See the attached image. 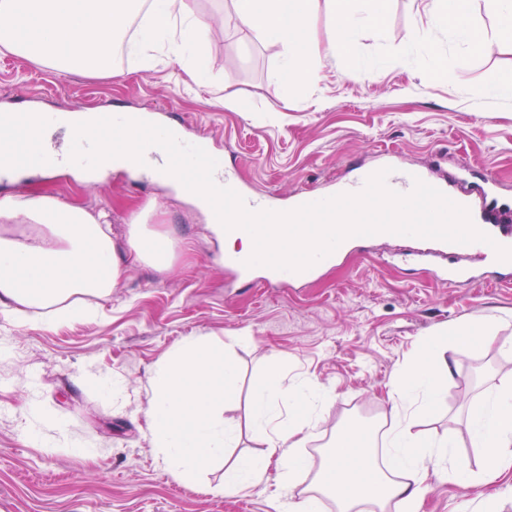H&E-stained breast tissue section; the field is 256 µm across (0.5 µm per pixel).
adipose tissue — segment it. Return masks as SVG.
<instances>
[{
    "label": "adipose tissue",
    "instance_id": "adipose-tissue-1",
    "mask_svg": "<svg viewBox=\"0 0 512 512\" xmlns=\"http://www.w3.org/2000/svg\"><path fill=\"white\" fill-rule=\"evenodd\" d=\"M319 0H237V18L267 43L285 53L287 81L317 76V47L308 24ZM342 22L326 54L348 45L356 28L381 9L380 0H334ZM0 217H20L30 233L0 229V307L14 310L19 320L47 324L92 316L91 299L111 295L131 264L165 267L172 254L170 239L158 231L129 225L125 251H118L103 215L43 195L0 197ZM484 320L458 324L450 334L429 337L423 349L397 374L387 395L392 423L384 434L337 439L328 449L312 482L311 493L289 503L288 512H320L321 496L335 494L337 512H417L430 475L443 474L463 488L496 483L512 470V382L488 384L477 406L469 408L467 424L476 447L483 451L479 471L456 457L450 439L431 440L416 429L422 414L441 400L453 379L460 355L473 347L494 344ZM306 386L286 384L271 369L252 391V429L265 449L243 456L225 468L219 492L249 489L276 477L281 491H290L310 463L301 450L313 439L315 420L292 411L280 419L279 405L305 400Z\"/></svg>",
    "mask_w": 512,
    "mask_h": 512
}]
</instances>
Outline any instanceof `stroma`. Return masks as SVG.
Masks as SVG:
<instances>
[{
    "mask_svg": "<svg viewBox=\"0 0 512 512\" xmlns=\"http://www.w3.org/2000/svg\"><path fill=\"white\" fill-rule=\"evenodd\" d=\"M209 28L201 47L209 79L194 84L187 65L157 57L143 67L118 48L115 76L61 73L22 57L0 55V110L35 98L42 108L76 112L125 106L153 112L168 106L193 137H207L220 160L238 161L241 181L282 197L321 191L350 163L370 164L375 150L400 165L449 172L492 170L512 198V98L493 96L490 77L512 78V37L493 33L482 0L471 20L489 29L479 47L454 29L438 32L429 50L416 41L425 22L417 0H386L377 24L361 25L351 48L319 56L318 78L284 84L280 47L242 26L233 0H187ZM366 62L376 75L354 81ZM237 107L225 108V99ZM20 193H39L105 212L117 249H125L131 217L177 241L169 267H128L95 316L48 325L0 311V512H281L275 481L215 495L226 464L264 446L247 425L252 390L270 368L330 392L316 436L304 450L320 462L339 429L374 427L390 407L385 386L432 335L484 318L498 341L461 356L459 371L420 431L452 436L459 454L479 466L464 422L486 376L512 380V286L445 284L419 267L388 264L403 241L348 247L309 282L293 287L243 281L217 262L223 244L206 213L158 182L122 171L87 184L74 176L36 172ZM189 337L223 341L238 366L224 406L239 425L222 462L184 483L156 462L140 412L148 377L170 348ZM118 390L106 397L99 381ZM41 433L31 441L27 424ZM94 446L95 461L70 441ZM484 503L455 484L430 479L419 512H483Z\"/></svg>",
    "mask_w": 512,
    "mask_h": 512,
    "instance_id": "35a3bbf8",
    "label": "stroma"
}]
</instances>
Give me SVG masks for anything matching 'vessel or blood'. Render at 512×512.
Instances as JSON below:
<instances>
[{"mask_svg":"<svg viewBox=\"0 0 512 512\" xmlns=\"http://www.w3.org/2000/svg\"><path fill=\"white\" fill-rule=\"evenodd\" d=\"M0 125L14 128L20 135L19 142L12 147H0V184L16 185L23 171L38 168L47 172H77L78 167L68 160L67 153L53 148L49 137L56 132L72 134L73 122L70 113L44 112L34 106L19 108L0 114ZM144 164H128L126 171L134 180L148 181L155 177L157 167L166 166L168 159L163 149L152 146L144 153ZM373 170L359 167L351 176L337 181L331 190L314 194H295L288 203H281L276 190L256 192L240 184L235 170L217 167L214 180L217 185L235 190L253 211L295 209L301 205L328 198L332 194L360 192ZM423 180L439 189L451 200L468 208L475 227L491 236V243L473 242L458 244L436 239L425 240L422 255L427 262V272L436 280L451 283L463 277H471L474 267L512 273V261L499 260L495 248H512V204L502 200L499 182L493 172L481 175L479 183L466 188L450 181L446 176L413 169H394L386 179L387 186L400 194L410 193L415 180Z\"/></svg>","mask_w":512,"mask_h":512,"instance_id":"b4317fda","label":"vessel or blood"}]
</instances>
